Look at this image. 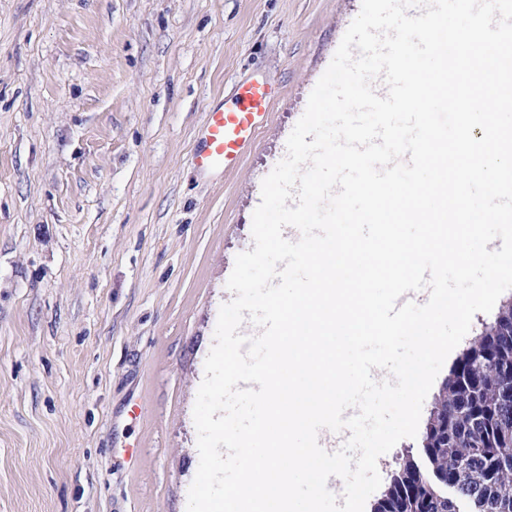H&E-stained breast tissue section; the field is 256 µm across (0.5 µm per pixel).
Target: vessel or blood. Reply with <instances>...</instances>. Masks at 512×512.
I'll return each instance as SVG.
<instances>
[{
	"mask_svg": "<svg viewBox=\"0 0 512 512\" xmlns=\"http://www.w3.org/2000/svg\"><path fill=\"white\" fill-rule=\"evenodd\" d=\"M273 100L263 81L237 85L231 101L217 104L205 116L202 143L194 156L203 172H231L238 168L258 129L267 120Z\"/></svg>",
	"mask_w": 512,
	"mask_h": 512,
	"instance_id": "1",
	"label": "vessel or blood"
}]
</instances>
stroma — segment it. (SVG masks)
<instances>
[{"label":"stroma","mask_w":512,"mask_h":512,"mask_svg":"<svg viewBox=\"0 0 512 512\" xmlns=\"http://www.w3.org/2000/svg\"><path fill=\"white\" fill-rule=\"evenodd\" d=\"M360 8L0 0V512H186L234 259ZM251 79L275 91L254 145L199 173Z\"/></svg>","instance_id":"stroma-1"}]
</instances>
